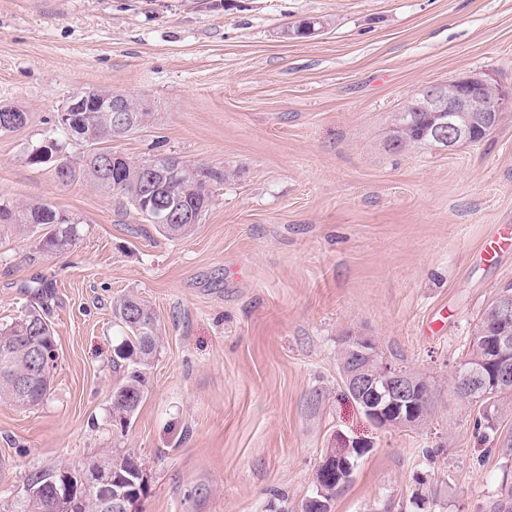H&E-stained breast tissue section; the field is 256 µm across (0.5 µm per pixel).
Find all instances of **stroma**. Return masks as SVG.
I'll list each match as a JSON object with an SVG mask.
<instances>
[{
	"instance_id": "obj_1",
	"label": "stroma",
	"mask_w": 512,
	"mask_h": 512,
	"mask_svg": "<svg viewBox=\"0 0 512 512\" xmlns=\"http://www.w3.org/2000/svg\"><path fill=\"white\" fill-rule=\"evenodd\" d=\"M316 18L303 39L284 27ZM487 72L512 86V0H0V197L79 222L61 252L0 228V324L45 298L57 344L38 406L0 400V512L29 471L135 451L137 512H298L337 435L370 441L332 512H492L512 482V411L448 383L486 306L512 287V253L482 258L512 225V111L478 144L388 142L424 88ZM139 98L151 123L113 141L239 168L194 232L170 241L119 191L52 165L33 145L77 91ZM134 293L160 328L149 390L129 428L110 419L112 303ZM392 364L429 373L432 420L383 429L344 394L346 332Z\"/></svg>"
}]
</instances>
